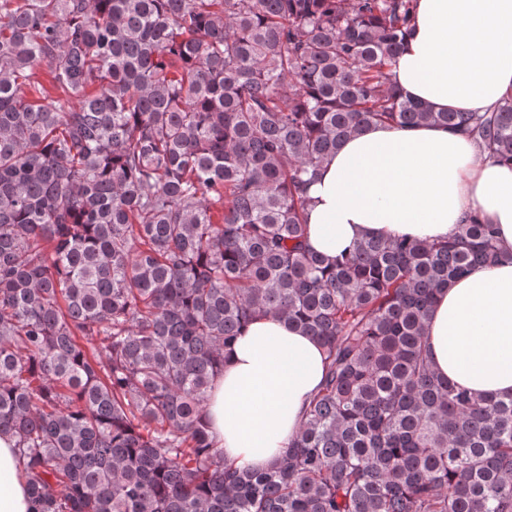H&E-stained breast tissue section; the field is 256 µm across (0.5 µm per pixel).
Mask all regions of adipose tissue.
<instances>
[{
  "label": "adipose tissue",
  "instance_id": "ef3b65f1",
  "mask_svg": "<svg viewBox=\"0 0 512 512\" xmlns=\"http://www.w3.org/2000/svg\"><path fill=\"white\" fill-rule=\"evenodd\" d=\"M404 97L434 110L486 112L512 94V0H415L393 67ZM308 242L335 256L366 237L448 238L468 215L512 250V164L435 125L374 123L344 140L309 190ZM427 337L437 374L479 395H512V261L442 290ZM312 337L271 318L250 323L213 385L210 432L225 459L269 466L322 384ZM16 442L0 434V512H28Z\"/></svg>",
  "mask_w": 512,
  "mask_h": 512
}]
</instances>
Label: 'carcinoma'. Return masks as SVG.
I'll list each match as a JSON object with an SVG mask.
<instances>
[{
	"instance_id": "1",
	"label": "carcinoma",
	"mask_w": 512,
	"mask_h": 512,
	"mask_svg": "<svg viewBox=\"0 0 512 512\" xmlns=\"http://www.w3.org/2000/svg\"><path fill=\"white\" fill-rule=\"evenodd\" d=\"M412 2L0 0V433L32 512H512V396L443 380L425 339L437 292L502 260L495 225L307 243L310 184L371 123L512 161L511 97L399 92ZM257 317L325 375L243 470L206 407Z\"/></svg>"
}]
</instances>
